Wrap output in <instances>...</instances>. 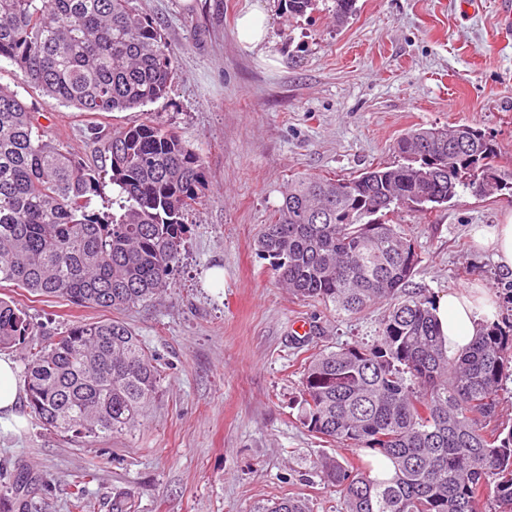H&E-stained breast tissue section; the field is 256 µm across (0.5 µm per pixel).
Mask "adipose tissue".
Here are the masks:
<instances>
[{
  "label": "adipose tissue",
  "mask_w": 512,
  "mask_h": 512,
  "mask_svg": "<svg viewBox=\"0 0 512 512\" xmlns=\"http://www.w3.org/2000/svg\"><path fill=\"white\" fill-rule=\"evenodd\" d=\"M477 248L492 253L503 271H512V216L501 224L481 225L474 234ZM435 313L449 354H457L470 345L481 330L482 323L493 317L482 284L462 291L439 295ZM21 384L14 361L0 356V418L22 424L18 413Z\"/></svg>",
  "instance_id": "1"
}]
</instances>
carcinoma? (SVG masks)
<instances>
[{"mask_svg":"<svg viewBox=\"0 0 512 512\" xmlns=\"http://www.w3.org/2000/svg\"><path fill=\"white\" fill-rule=\"evenodd\" d=\"M356 0H334L336 25ZM45 96L89 114L141 109L176 76L164 35L130 0H0V60ZM109 165L87 166L48 138L39 115L0 85V285L75 306L121 309L151 300L178 260L184 215L205 190L198 152L170 128L143 121L115 130ZM397 163L349 179L297 176L254 245L302 300L355 316L388 305L370 345L318 349L301 363L300 419L336 448L316 469L342 494L341 512H512V425L489 434L496 392L512 373V334L492 323L450 356L433 301L412 287L414 241L377 217L430 213L481 181L512 190L495 144L461 125L409 130ZM120 214L91 209L102 176ZM33 333L0 299V348ZM27 399L49 430L111 436L135 430L156 399L161 370L123 321L76 322L25 360ZM391 462L380 479L373 458ZM38 477L20 472L0 491V512H39ZM72 508L94 512L84 476ZM264 512H309L289 496Z\"/></svg>","mask_w":512,"mask_h":512,"instance_id":"1","label":"carcinoma"}]
</instances>
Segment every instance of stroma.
Segmentation results:
<instances>
[{"mask_svg":"<svg viewBox=\"0 0 512 512\" xmlns=\"http://www.w3.org/2000/svg\"><path fill=\"white\" fill-rule=\"evenodd\" d=\"M162 29L177 76L145 111L92 116L49 105L8 61L0 83L40 113L49 137L87 164H105L112 130L149 119L176 128L204 161L208 189L186 217L170 283L151 301L120 312L163 371L160 392L131 433L78 438L45 429L21 406L22 425L0 424V468L24 467L50 484L40 512H70L74 475L95 512L117 495L131 512H260L299 495L311 512H339L318 458L334 454L299 420L300 363L308 347L372 343L385 305L351 317L303 301L280 285L254 240L270 223L289 179L349 177L392 163L393 142L411 128H479L512 173V0H357L337 26L332 0L289 14L285 0H131ZM268 22L263 42L240 41L249 10ZM99 134H92L91 125ZM512 192L462 193L428 215L390 214L413 236L414 287L429 297L482 281L495 321L512 329V279L473 232L503 223ZM224 271L222 280L213 269ZM35 325L29 344L107 310L44 301L9 286ZM314 327L306 337L291 326ZM29 344L8 348L23 365Z\"/></svg>","mask_w":512,"mask_h":512,"instance_id":"1","label":"stroma"}]
</instances>
